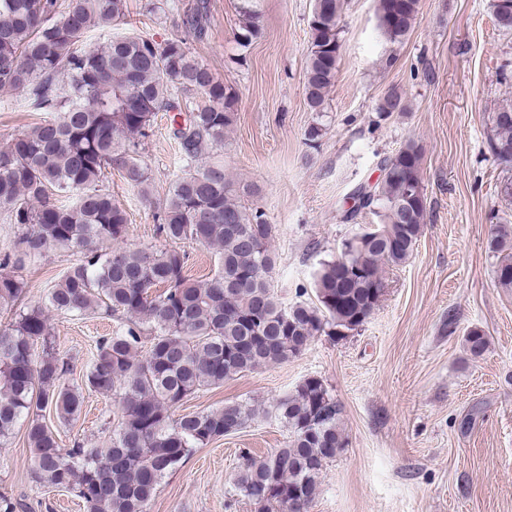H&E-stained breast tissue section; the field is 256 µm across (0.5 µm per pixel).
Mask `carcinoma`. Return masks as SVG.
<instances>
[{
	"label": "carcinoma",
	"instance_id": "cac0c4a2",
	"mask_svg": "<svg viewBox=\"0 0 512 512\" xmlns=\"http://www.w3.org/2000/svg\"><path fill=\"white\" fill-rule=\"evenodd\" d=\"M418 0H375L378 29L402 41ZM498 26L512 30V0H492ZM126 0H0V89L22 92L35 110L57 116L0 146V211L20 229L17 261H37L57 246L80 253L49 289L47 302L22 303L26 283L0 262V307L15 308L0 327V440L25 426L31 479L71 491L87 512H147L162 478L195 448L237 432L257 414L249 401L178 417L185 399L202 389L301 354L312 338L346 336L363 326L385 293V267L412 257L424 231L427 200L423 150L410 140L380 161L385 174L367 204L381 218L342 243L337 258L315 277L317 303L282 306L270 283L276 264L273 227L264 214L232 193L224 165L188 168L171 184L155 218L166 245L127 247L125 210L103 188L118 171L145 200L150 174L141 160L144 140L160 112H180L179 94L201 102L176 129L186 162L224 142L234 121L235 95L191 55L185 38L164 43L138 35L77 48L92 27L110 30L126 16ZM341 0H315L305 92L313 112L326 110L341 49ZM207 4L186 10L187 34L205 35ZM261 35L259 17L240 7L235 42L245 51ZM398 92L378 111L403 112ZM488 148L506 168L512 151V102L492 117ZM211 247L217 270L205 279L187 275L183 244ZM497 254L496 284L512 289V226L500 224L488 242ZM52 312L106 314L123 330L97 342L84 385L115 399L121 414L106 448L58 444L42 411L60 421L81 412L82 388L62 379L68 362L48 325ZM149 346L141 352L143 338ZM474 357L488 339L474 328L465 338ZM269 414L288 430L284 447L255 459L242 456L233 490L252 512H272L294 494L309 507L325 465L346 446L341 410L319 378H307L277 400Z\"/></svg>",
	"mask_w": 512,
	"mask_h": 512
}]
</instances>
